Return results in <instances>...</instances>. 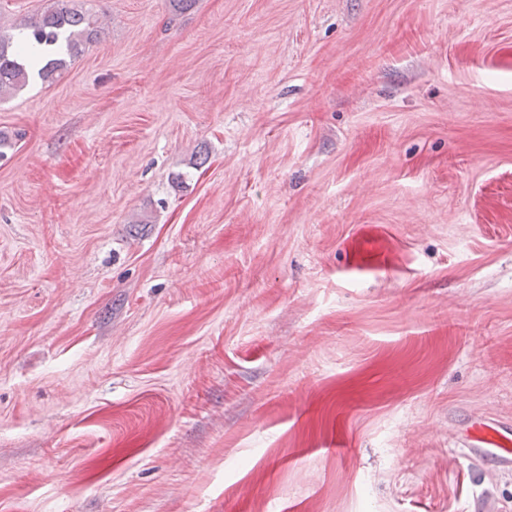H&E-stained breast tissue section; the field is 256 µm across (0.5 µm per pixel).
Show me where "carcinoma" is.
I'll use <instances>...</instances> for the list:
<instances>
[{
    "label": "carcinoma",
    "mask_w": 512,
    "mask_h": 512,
    "mask_svg": "<svg viewBox=\"0 0 512 512\" xmlns=\"http://www.w3.org/2000/svg\"><path fill=\"white\" fill-rule=\"evenodd\" d=\"M96 14L82 0H52L42 13L23 20L11 32L0 29V96L26 87L33 77L51 82L86 45L101 39Z\"/></svg>",
    "instance_id": "obj_1"
}]
</instances>
